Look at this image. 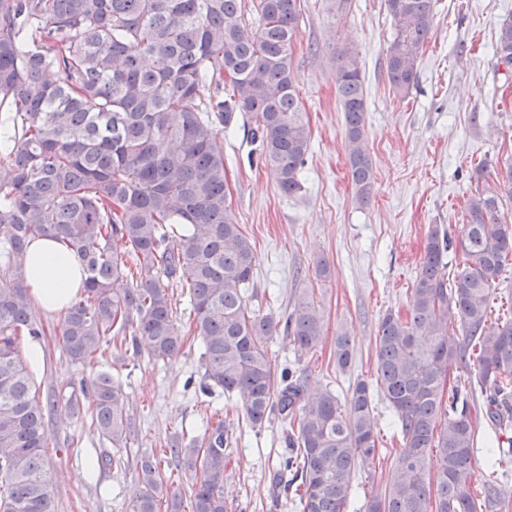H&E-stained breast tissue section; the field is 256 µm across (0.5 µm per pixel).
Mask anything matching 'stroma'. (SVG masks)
Wrapping results in <instances>:
<instances>
[{"mask_svg": "<svg viewBox=\"0 0 512 512\" xmlns=\"http://www.w3.org/2000/svg\"><path fill=\"white\" fill-rule=\"evenodd\" d=\"M293 49L296 86L308 113L311 141L301 191L283 194L257 160L248 115L224 132V167L232 209L256 249V289L264 309L282 313L294 291H312L326 321L322 344L297 357L289 340L269 344L275 366L308 373V391L327 386L348 398L355 381L375 383L374 339L387 311L407 308L429 229L447 232L449 272L462 259L465 204L477 166L495 168L512 153V64L496 53L500 22L512 0H436L434 26L420 51L417 81L408 95L393 91L385 69L393 36L384 0H301ZM352 43L364 76L366 135L375 174L367 205L352 193L344 117L336 96V51ZM330 266L328 279L315 273ZM42 359L32 368L41 395L69 393L71 384L111 372L126 394L135 433L124 445L100 436L89 416L57 408L48 426L47 472L55 512H127L136 489V463L183 433L199 434L221 410L235 441V462L224 483L232 512H292L275 473L288 455L278 421L254 432L235 396L204 393L200 342L172 359L154 362L112 346L98 368L72 363L60 339L61 318H39ZM347 332L353 359L339 370L332 355L337 332ZM379 450L358 470L355 494L380 489L395 469L401 436L383 398H375ZM122 457V468H100L97 458ZM92 477L81 478L86 468Z\"/></svg>", "mask_w": 512, "mask_h": 512, "instance_id": "35a3bbf8", "label": "stroma"}]
</instances>
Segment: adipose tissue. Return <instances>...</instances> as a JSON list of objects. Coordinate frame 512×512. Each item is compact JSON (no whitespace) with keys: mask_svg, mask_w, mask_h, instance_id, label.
Segmentation results:
<instances>
[{"mask_svg":"<svg viewBox=\"0 0 512 512\" xmlns=\"http://www.w3.org/2000/svg\"><path fill=\"white\" fill-rule=\"evenodd\" d=\"M78 256L52 239L39 238L28 248L25 283L36 310L59 314L76 300L82 286Z\"/></svg>","mask_w":512,"mask_h":512,"instance_id":"obj_1","label":"adipose tissue"}]
</instances>
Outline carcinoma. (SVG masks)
Returning a JSON list of instances; mask_svg holds the SVG:
<instances>
[{
	"mask_svg": "<svg viewBox=\"0 0 512 512\" xmlns=\"http://www.w3.org/2000/svg\"><path fill=\"white\" fill-rule=\"evenodd\" d=\"M393 37L386 74L400 95L417 76L434 0H386ZM301 0H0V512H53L45 416L23 336L44 329L31 316L24 281L30 243L59 241L81 260V293L60 326L67 357L98 359L114 338L155 361L177 355L186 336L173 298L192 307L201 340L202 390L237 396L245 420L286 427L298 512H348L357 469L378 449L374 395L360 380L346 403L328 388L306 396L307 378L277 371L269 342L283 333L304 356L325 336L322 309L308 290L275 316L256 298V253L237 223L224 177V129L246 112L260 157L285 195L301 190L311 133L294 80L292 56ZM496 51L512 63V17L498 28ZM232 86L224 97V80ZM213 94L203 97L206 86ZM336 90L354 198L370 201L375 176L366 145L364 77L349 46L336 53ZM470 197L462 227L463 266L448 279L452 245L429 231L406 314L388 312L375 336L376 388L401 435L399 465L358 512H484L503 491L494 472L474 492L476 427L468 396L485 394L486 416L512 426V318L488 324L489 297L512 258V157ZM459 321L462 336L448 333ZM476 385L447 384L448 367L468 348ZM333 357L351 363L347 334ZM74 413L88 408L116 445L134 434L121 383L102 371L72 386ZM231 436L223 420L168 448L194 477L191 512H230L224 498ZM182 512L152 456L140 459L129 512Z\"/></svg>",
	"mask_w": 512,
	"mask_h": 512,
	"instance_id": "obj_1",
	"label": "carcinoma"
}]
</instances>
